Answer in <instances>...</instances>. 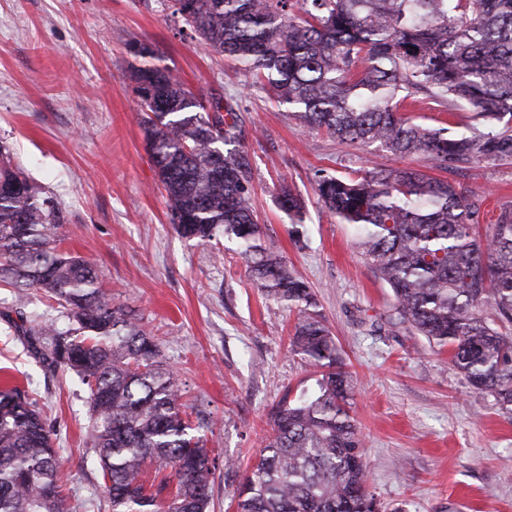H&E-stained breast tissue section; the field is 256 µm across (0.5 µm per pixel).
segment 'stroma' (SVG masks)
Here are the masks:
<instances>
[{"instance_id":"35a3bbf8","label":"stroma","mask_w":512,"mask_h":512,"mask_svg":"<svg viewBox=\"0 0 512 512\" xmlns=\"http://www.w3.org/2000/svg\"><path fill=\"white\" fill-rule=\"evenodd\" d=\"M134 40L198 99L238 101L259 221L344 351L359 387L367 485L385 512H512V413L396 321L392 290L351 226L315 193L321 170L426 172L429 161L305 132L267 92L244 91L238 67L199 46L166 0H0V156L62 209L61 249L89 261L107 295L159 339L189 420L218 463L210 512H237L270 412L312 389L318 374L289 351L296 309L265 297L223 238L186 239L171 224L128 75ZM283 177L307 204L303 223L277 206ZM448 179L485 192L488 208L512 206L511 162L476 161ZM23 315L56 313L41 291L0 285V387L24 390L52 425L72 512H112L83 443L88 394L72 373L41 367L15 330Z\"/></svg>"}]
</instances>
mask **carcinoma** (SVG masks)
I'll use <instances>...</instances> for the list:
<instances>
[{"label": "carcinoma", "instance_id": "obj_1", "mask_svg": "<svg viewBox=\"0 0 512 512\" xmlns=\"http://www.w3.org/2000/svg\"><path fill=\"white\" fill-rule=\"evenodd\" d=\"M168 9L239 66L244 87L273 92L309 132L422 156L442 172L512 160V0H168ZM130 79L175 230L234 244L266 296L298 310L290 352L319 372L312 390L272 412L237 512H372L355 386L312 292L257 221L236 102L207 106L156 65L132 67ZM421 101L450 115L467 109L475 124L452 133L402 113ZM316 194L353 226L400 322L448 348L473 389L512 411V208L482 235L484 193L411 167L322 170ZM276 202L303 222L305 201L290 185ZM62 223L42 189L0 164V283L44 291L68 321L19 331L46 369L86 387L85 444L112 512H209L213 459L186 420L174 370L93 265L59 249ZM56 455L35 403L0 389V512H69ZM149 464L160 476L154 493L140 482Z\"/></svg>", "mask_w": 512, "mask_h": 512}]
</instances>
